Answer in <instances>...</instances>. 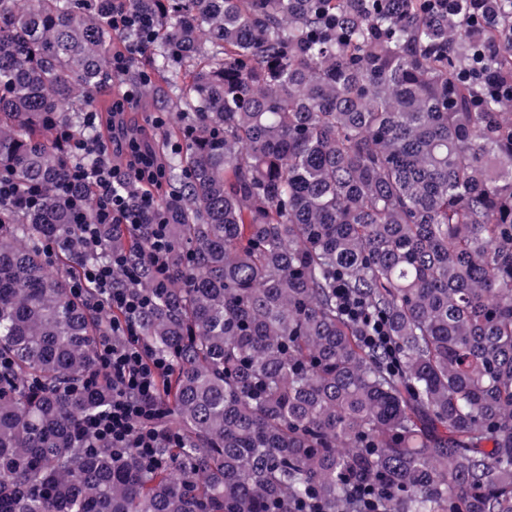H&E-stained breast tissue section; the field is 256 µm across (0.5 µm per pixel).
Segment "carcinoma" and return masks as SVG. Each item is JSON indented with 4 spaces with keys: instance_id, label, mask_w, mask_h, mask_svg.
<instances>
[{
    "instance_id": "cac0c4a2",
    "label": "carcinoma",
    "mask_w": 512,
    "mask_h": 512,
    "mask_svg": "<svg viewBox=\"0 0 512 512\" xmlns=\"http://www.w3.org/2000/svg\"><path fill=\"white\" fill-rule=\"evenodd\" d=\"M179 111L138 334L172 369L145 466L70 292L64 132L111 112L112 8ZM512 0H0V512H512ZM61 251L48 268L44 239ZM112 32L115 35L130 34L132 38L125 43V50L112 55V74H123L127 71L132 57L142 50V43L155 39L154 20L135 12L126 10L113 11L110 19ZM11 202L20 211H34L43 207V196L38 187L17 182L8 174H0V202Z\"/></svg>"
}]
</instances>
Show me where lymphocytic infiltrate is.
Here are the masks:
<instances>
[{
  "instance_id": "obj_1",
  "label": "lymphocytic infiltrate",
  "mask_w": 512,
  "mask_h": 512,
  "mask_svg": "<svg viewBox=\"0 0 512 512\" xmlns=\"http://www.w3.org/2000/svg\"><path fill=\"white\" fill-rule=\"evenodd\" d=\"M112 32L126 36L123 52L113 54V74L125 73L132 57L143 43L154 40L152 18L126 10L113 12ZM85 132L71 136L75 159L68 179L57 187L58 198L72 213L81 230L86 250L99 252L100 260L83 263L71 284L74 296L86 297L95 312L107 313L110 330L97 337V360L102 376L90 382V389L106 384L112 388V402L100 413L89 414L78 422V437L87 448H109L114 453L135 448L145 464H152L164 434L153 423L158 413L156 392L160 378L171 363L167 357L150 351L138 338V319L147 305L145 293L115 287L116 274L128 273L123 252L104 245L100 227L104 224H148L152 227L150 259L165 267L169 254L167 209L158 190L165 181V168L152 153L142 151L136 139H129L132 160L129 169L114 164L104 148L102 117L85 113ZM95 193L86 196L85 185ZM96 296L87 297L88 288Z\"/></svg>"
}]
</instances>
